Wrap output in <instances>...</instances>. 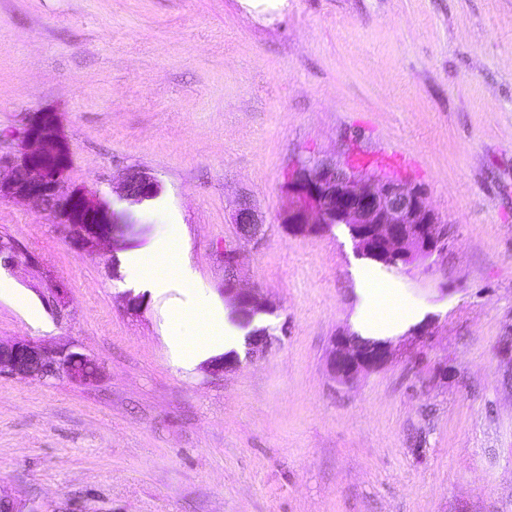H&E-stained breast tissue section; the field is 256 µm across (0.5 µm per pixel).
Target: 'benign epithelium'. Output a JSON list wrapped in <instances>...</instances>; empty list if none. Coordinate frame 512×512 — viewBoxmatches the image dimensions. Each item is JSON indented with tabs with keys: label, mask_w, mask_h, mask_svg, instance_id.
<instances>
[{
	"label": "benign epithelium",
	"mask_w": 512,
	"mask_h": 512,
	"mask_svg": "<svg viewBox=\"0 0 512 512\" xmlns=\"http://www.w3.org/2000/svg\"><path fill=\"white\" fill-rule=\"evenodd\" d=\"M53 129V118L42 115L26 133L32 142L18 159L0 158V198L23 200L49 211L68 227L72 244L88 251L112 238V223L88 193L62 179L66 149ZM121 190L127 199L155 198L158 182L145 171L129 174ZM349 226L357 251L387 261L415 265L445 247L447 237L435 232L442 225L423 192L397 179L381 176L349 163L307 157L293 165L288 180V223L293 230ZM239 235L255 237L262 222L250 201L241 198L232 216ZM391 346L380 343L360 349L349 334L334 338L328 366L339 384H350L363 373L385 365ZM0 374L20 380L65 377L92 385L102 375L99 363L64 344L48 347L37 341L0 342Z\"/></svg>",
	"instance_id": "1"
}]
</instances>
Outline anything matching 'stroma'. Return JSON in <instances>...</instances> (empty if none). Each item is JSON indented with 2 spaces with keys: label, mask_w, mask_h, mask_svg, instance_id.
<instances>
[{
  "label": "stroma",
  "mask_w": 512,
  "mask_h": 512,
  "mask_svg": "<svg viewBox=\"0 0 512 512\" xmlns=\"http://www.w3.org/2000/svg\"><path fill=\"white\" fill-rule=\"evenodd\" d=\"M43 114L64 181L118 229L80 252L52 214L0 199L17 248L0 280L42 316L0 298V341L72 344L102 375L0 376V493L31 512H512V0H0V155ZM308 156L419 187L447 249L395 268L347 225L291 232ZM134 170L156 198L122 196ZM244 196L256 240L231 222ZM175 218L203 301L271 335L232 371L173 364L126 284L119 254ZM342 332L389 341L390 361L337 384Z\"/></svg>",
  "instance_id": "35a3bbf8"
}]
</instances>
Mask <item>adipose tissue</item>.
I'll return each instance as SVG.
<instances>
[{
	"instance_id": "adipose-tissue-1",
	"label": "adipose tissue",
	"mask_w": 512,
	"mask_h": 512,
	"mask_svg": "<svg viewBox=\"0 0 512 512\" xmlns=\"http://www.w3.org/2000/svg\"><path fill=\"white\" fill-rule=\"evenodd\" d=\"M122 261L131 279L149 288L159 300L160 314L167 325L163 342L173 362L192 364L197 354L209 351L217 343L227 351L237 347L240 338L231 334L229 324L205 320L191 335L177 326L175 315L185 304L183 287L194 283L197 274L174 236H166L155 240L146 249L127 253Z\"/></svg>"
}]
</instances>
